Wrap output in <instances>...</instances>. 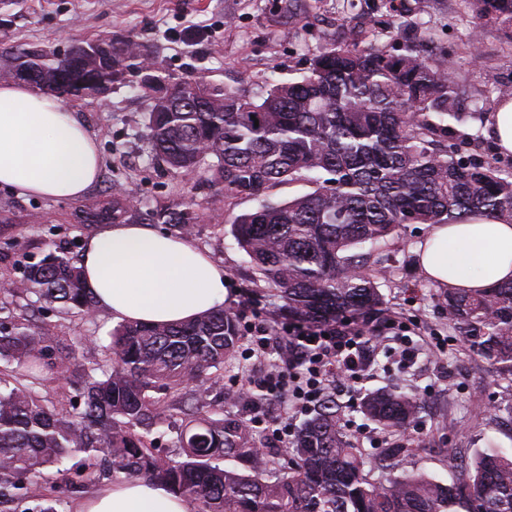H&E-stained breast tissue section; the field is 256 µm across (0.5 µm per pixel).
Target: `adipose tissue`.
<instances>
[{
  "instance_id": "adipose-tissue-1",
  "label": "adipose tissue",
  "mask_w": 512,
  "mask_h": 512,
  "mask_svg": "<svg viewBox=\"0 0 512 512\" xmlns=\"http://www.w3.org/2000/svg\"><path fill=\"white\" fill-rule=\"evenodd\" d=\"M94 137L59 100L24 83L0 84V188L77 201L98 178ZM424 276L444 288L512 281V224L470 218L433 225L417 248ZM80 266L95 305L122 322H183L223 306L227 275L186 236L110 224L92 236ZM82 512H192L185 498L144 480L112 484Z\"/></svg>"
}]
</instances>
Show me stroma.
<instances>
[{"instance_id": "obj_1", "label": "stroma", "mask_w": 512, "mask_h": 512, "mask_svg": "<svg viewBox=\"0 0 512 512\" xmlns=\"http://www.w3.org/2000/svg\"><path fill=\"white\" fill-rule=\"evenodd\" d=\"M411 3L414 13L407 18L380 8L377 0H320L315 11L302 12L291 23L279 15L276 0H0V49L49 45L63 50L78 41L131 35L170 71L257 99L271 85L305 75L312 54L329 39H346L358 29L382 31L393 24L398 36L389 42L390 51L403 52L416 32H424L428 53L444 59L456 74L464 91L462 109L468 114L462 129L482 141L477 150L461 145V154L496 161L502 173L511 174L512 153L499 151L488 122L477 111L480 95L512 85V26L476 19L462 0ZM475 27L481 44L474 57L468 36ZM65 104L94 136L102 159L100 179L89 188L85 203L107 199L111 185H125L138 194L136 221L172 235L177 227L156 224L155 206L189 207L198 213L190 237L223 264L229 280L224 307L236 314L241 328L236 353L215 373L209 400L222 406L225 416L249 420L252 408L243 391L264 372L262 362L243 360L252 341L250 328L289 322L278 291L255 284L250 260L227 223L255 209L258 198L224 200L205 172L187 177L152 160L144 128L149 102L137 87L117 88L100 101L69 98ZM103 226V221L80 216L75 202L23 197L0 188V269L17 280L26 264L49 252L81 257L87 240ZM429 232L428 225L407 224L397 243L377 247L383 305L379 314L363 322L367 339L373 341L384 318L406 322L410 338L422 346L416 363L401 372L385 352H378L369 376L331 392L375 480L384 476L378 461L385 449L396 446L411 449L415 469L444 484L454 477L449 453L470 458L492 446L512 455V415L507 412L512 381L449 329L441 306L444 290L424 278L418 267L416 247ZM30 313L49 335L70 336L76 349L63 374L47 373L48 390L74 394L90 367L110 365L106 347L116 325L111 314L99 310L90 318L66 316L58 305H40L36 295L14 297L0 290V323ZM379 388L416 391L421 405L415 423L382 441L360 410L365 393ZM82 465V456L75 455L40 475L38 483L52 496L57 512H80L90 494L111 485V477L97 475L82 491L66 487L65 472Z\"/></svg>"}]
</instances>
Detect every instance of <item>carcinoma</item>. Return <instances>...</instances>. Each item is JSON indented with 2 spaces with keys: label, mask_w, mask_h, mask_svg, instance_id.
<instances>
[{
  "label": "carcinoma",
  "mask_w": 512,
  "mask_h": 512,
  "mask_svg": "<svg viewBox=\"0 0 512 512\" xmlns=\"http://www.w3.org/2000/svg\"><path fill=\"white\" fill-rule=\"evenodd\" d=\"M477 17L512 25V0H465ZM381 32L332 39L301 80L277 84L256 100L178 76L133 37L82 41L65 51L11 47L0 78L56 96L97 99L137 85L150 101V156L177 173L205 167L224 201L254 196L259 206L235 216L231 231L257 281L279 290L288 315L327 323L363 316L382 303L372 251L396 242L404 224H455L490 216L512 224V175L490 162H466L453 141L462 121L460 90L442 62L409 46L392 53ZM512 99L502 86L484 95L485 112ZM297 181L311 191L282 202L265 199ZM111 224H132L126 199L87 207ZM154 218L183 232L195 216L157 207ZM13 295L35 293L69 312H95L82 270L65 252L25 267ZM448 326L512 376V282L485 292L451 288L443 296ZM240 340L237 317L218 309L184 324L124 322L112 329V366L86 375L78 402L44 391L49 352L70 357L65 336H42L27 322L0 327V499L73 454L91 474L157 482L197 512H512V456L488 449L469 461L448 455L456 480L441 484L409 465L405 448H387L380 466L398 471L368 478L365 460L327 398L298 429L289 458L262 443L260 430L216 410L201 414L210 370L223 369ZM181 460L157 452L156 431L170 409ZM361 409L392 433L418 417L411 393L368 392ZM235 461L237 468L220 465Z\"/></svg>",
  "instance_id": "carcinoma-1"
}]
</instances>
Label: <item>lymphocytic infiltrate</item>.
<instances>
[{
  "instance_id": "f902f5d3",
  "label": "lymphocytic infiltrate",
  "mask_w": 512,
  "mask_h": 512,
  "mask_svg": "<svg viewBox=\"0 0 512 512\" xmlns=\"http://www.w3.org/2000/svg\"><path fill=\"white\" fill-rule=\"evenodd\" d=\"M254 342L257 352L273 349L280 357L267 369L262 391L293 412L321 403L333 380L359 381L370 366L362 331L347 323L296 326L284 336L262 325Z\"/></svg>"
}]
</instances>
